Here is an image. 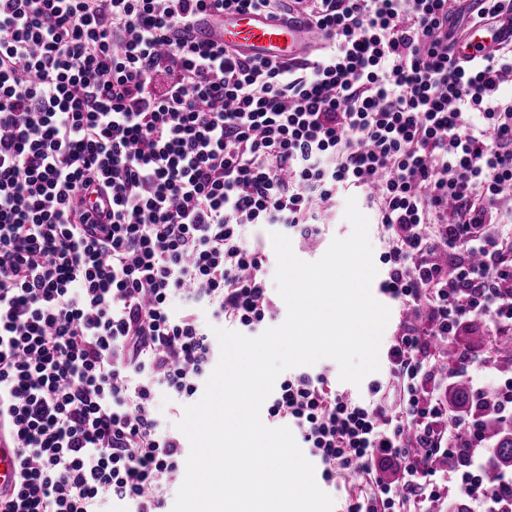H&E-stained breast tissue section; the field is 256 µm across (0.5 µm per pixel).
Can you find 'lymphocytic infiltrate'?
Instances as JSON below:
<instances>
[{"instance_id": "f902f5d3", "label": "lymphocytic infiltrate", "mask_w": 512, "mask_h": 512, "mask_svg": "<svg viewBox=\"0 0 512 512\" xmlns=\"http://www.w3.org/2000/svg\"><path fill=\"white\" fill-rule=\"evenodd\" d=\"M248 10L319 44L288 63L196 39L199 20ZM510 13L512 0H0V434L19 466L0 512H164L185 447L154 396L199 393L215 359L200 311L248 337L274 313L245 228L317 238L349 186L377 210L381 289L406 314L386 379L361 403L294 375L268 414L345 483L346 512H411L422 485L512 512V492L484 480L482 433L512 412V383L460 428L434 352L465 326L512 338V100L498 95L512 45L455 55Z\"/></svg>"}]
</instances>
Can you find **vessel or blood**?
I'll return each instance as SVG.
<instances>
[{"mask_svg":"<svg viewBox=\"0 0 512 512\" xmlns=\"http://www.w3.org/2000/svg\"><path fill=\"white\" fill-rule=\"evenodd\" d=\"M201 31L205 39L238 47L245 54L277 56L293 62L307 58L317 45L316 33L305 26L250 12L225 16L223 25H205ZM509 41H512V21L506 19L491 27L473 29L458 53L465 58L482 57ZM17 479L16 450L0 437V490L13 486Z\"/></svg>","mask_w":512,"mask_h":512,"instance_id":"vessel-or-blood-1","label":"vessel or blood"}]
</instances>
